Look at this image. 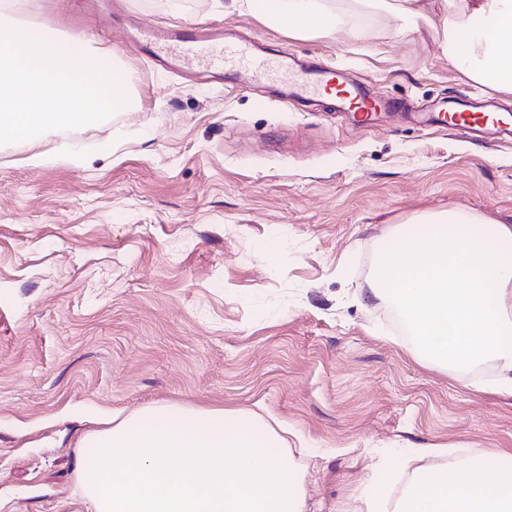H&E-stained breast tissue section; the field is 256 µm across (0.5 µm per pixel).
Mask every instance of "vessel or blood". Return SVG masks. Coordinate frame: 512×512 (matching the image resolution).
<instances>
[{
    "label": "vessel or blood",
    "instance_id": "b4317fda",
    "mask_svg": "<svg viewBox=\"0 0 512 512\" xmlns=\"http://www.w3.org/2000/svg\"><path fill=\"white\" fill-rule=\"evenodd\" d=\"M143 40L155 53L196 61L223 72L246 71L253 65V47L250 42L240 41L212 47L201 43L190 26L182 29L170 28L159 36L147 26L143 29ZM264 73L294 82L298 91L304 95H316L331 88L335 89L339 111L359 113V123L365 127L374 126L381 112L399 107L398 102L377 98L349 83L333 68L298 75L290 71L286 59L281 57L268 62ZM429 121L450 130L479 136L490 135L498 140L512 139L511 121L493 117L489 112L475 107L464 111L440 107L432 111Z\"/></svg>",
    "mask_w": 512,
    "mask_h": 512
}]
</instances>
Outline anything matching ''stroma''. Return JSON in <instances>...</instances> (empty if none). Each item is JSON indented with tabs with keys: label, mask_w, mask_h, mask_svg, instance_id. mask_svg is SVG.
<instances>
[{
	"label": "stroma",
	"mask_w": 512,
	"mask_h": 512,
	"mask_svg": "<svg viewBox=\"0 0 512 512\" xmlns=\"http://www.w3.org/2000/svg\"><path fill=\"white\" fill-rule=\"evenodd\" d=\"M25 16L125 64L135 104L0 145V512H85L82 434L159 403L261 416L313 512H362L408 451L512 454L491 363L422 361L374 299L383 237L463 209L512 224V143L420 119L474 87L428 32L272 28L236 0H27ZM192 22L409 111L367 129L335 100L193 64L162 71L140 24ZM48 153L52 162L29 165Z\"/></svg>",
	"instance_id": "35a3bbf8"
}]
</instances>
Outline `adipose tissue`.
<instances>
[{"instance_id": "obj_1", "label": "adipose tissue", "mask_w": 512, "mask_h": 512, "mask_svg": "<svg viewBox=\"0 0 512 512\" xmlns=\"http://www.w3.org/2000/svg\"><path fill=\"white\" fill-rule=\"evenodd\" d=\"M244 0L265 23L298 34L361 33L368 19L386 16L399 34L429 30L449 61L470 81L512 93V0ZM443 449L402 456L407 480L398 496L373 489L365 512H512V459L480 455L444 462Z\"/></svg>"}]
</instances>
